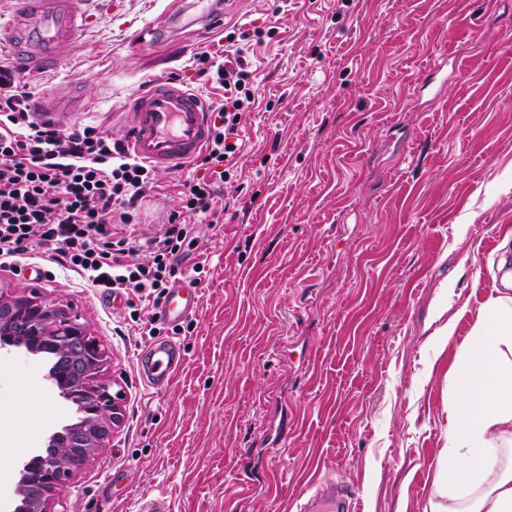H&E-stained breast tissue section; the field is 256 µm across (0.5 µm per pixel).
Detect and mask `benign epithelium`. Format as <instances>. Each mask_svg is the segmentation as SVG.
<instances>
[{"instance_id": "obj_1", "label": "benign epithelium", "mask_w": 512, "mask_h": 512, "mask_svg": "<svg viewBox=\"0 0 512 512\" xmlns=\"http://www.w3.org/2000/svg\"><path fill=\"white\" fill-rule=\"evenodd\" d=\"M6 347L32 354L58 352L62 361L49 369L47 380L63 398L87 408L80 423L50 434L51 454L37 451L20 466L14 512H51L56 489L120 426L124 391L97 379L104 370L105 351L89 324L38 292L0 290V349Z\"/></svg>"}]
</instances>
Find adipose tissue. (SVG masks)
<instances>
[{
  "instance_id": "adipose-tissue-1",
  "label": "adipose tissue",
  "mask_w": 512,
  "mask_h": 512,
  "mask_svg": "<svg viewBox=\"0 0 512 512\" xmlns=\"http://www.w3.org/2000/svg\"><path fill=\"white\" fill-rule=\"evenodd\" d=\"M497 268L502 290L458 350L434 512H512V248Z\"/></svg>"
}]
</instances>
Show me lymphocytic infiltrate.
I'll return each mask as SVG.
<instances>
[{
    "instance_id": "obj_1",
    "label": "lymphocytic infiltrate",
    "mask_w": 512,
    "mask_h": 512,
    "mask_svg": "<svg viewBox=\"0 0 512 512\" xmlns=\"http://www.w3.org/2000/svg\"><path fill=\"white\" fill-rule=\"evenodd\" d=\"M260 35L233 28L223 60L201 55V74H215L224 100L195 162L197 176L183 183L180 207L152 236L130 233L129 226L154 187L153 167L99 126L67 133L39 119L26 83L1 65L0 262L18 261L35 242L101 292L160 305L194 240V220L215 221L223 211L213 184L235 166L243 112L254 101L247 42Z\"/></svg>"
}]
</instances>
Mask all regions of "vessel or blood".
<instances>
[{
  "label": "vessel or blood",
  "mask_w": 512,
  "mask_h": 512,
  "mask_svg": "<svg viewBox=\"0 0 512 512\" xmlns=\"http://www.w3.org/2000/svg\"><path fill=\"white\" fill-rule=\"evenodd\" d=\"M12 14L0 23V47H9L17 67L28 74L52 69L60 46L76 47L79 31L90 23L92 0H11ZM191 21L201 29L222 18V0H191ZM134 116L127 146L150 165L176 169L195 158L210 132L209 106L187 84L159 77L128 104ZM199 290L179 285L166 294L156 313L158 320L174 323L195 314ZM182 364L179 346L171 340L150 342L141 356V373L149 387L160 391L172 382ZM349 494L328 482L301 506V512H344Z\"/></svg>",
  "instance_id": "b4317fda"
}]
</instances>
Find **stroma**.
I'll return each mask as SVG.
<instances>
[{"instance_id":"35a3bbf8","label":"stroma","mask_w":512,"mask_h":512,"mask_svg":"<svg viewBox=\"0 0 512 512\" xmlns=\"http://www.w3.org/2000/svg\"><path fill=\"white\" fill-rule=\"evenodd\" d=\"M173 2L102 0L60 67L29 78L35 101L80 88L90 107L56 121L118 139L157 70L218 101L196 62L223 33L188 30L157 49L130 39ZM246 22L276 32L250 56L258 101L221 187L230 206L220 224H196L180 266L202 303L163 331L185 358L167 389L143 383L149 339L126 298L40 246L0 265V286L89 323L103 380L124 390L122 424L52 512H136L140 492L171 512H297L327 479L360 512H431L438 500L456 352L498 295L499 247L512 240V0H232L225 25ZM192 175L157 170L136 233L160 231ZM51 363L0 353L11 464L78 417L50 386Z\"/></svg>"}]
</instances>
